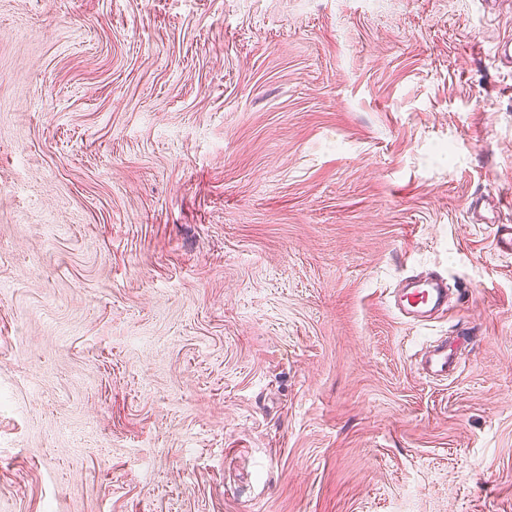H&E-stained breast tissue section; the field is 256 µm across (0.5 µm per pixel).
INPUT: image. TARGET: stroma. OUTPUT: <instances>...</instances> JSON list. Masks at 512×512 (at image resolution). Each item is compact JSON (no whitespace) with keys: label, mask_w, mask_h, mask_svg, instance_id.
<instances>
[{"label":"stroma","mask_w":512,"mask_h":512,"mask_svg":"<svg viewBox=\"0 0 512 512\" xmlns=\"http://www.w3.org/2000/svg\"><path fill=\"white\" fill-rule=\"evenodd\" d=\"M506 39L512 0H0V512H512L468 218L512 200ZM448 305V284L442 278L410 277L400 289L394 308L411 325L426 322ZM417 364L425 379L443 380L456 372L459 366V357L455 347L448 339L437 342L431 347L426 356Z\"/></svg>","instance_id":"obj_1"}]
</instances>
